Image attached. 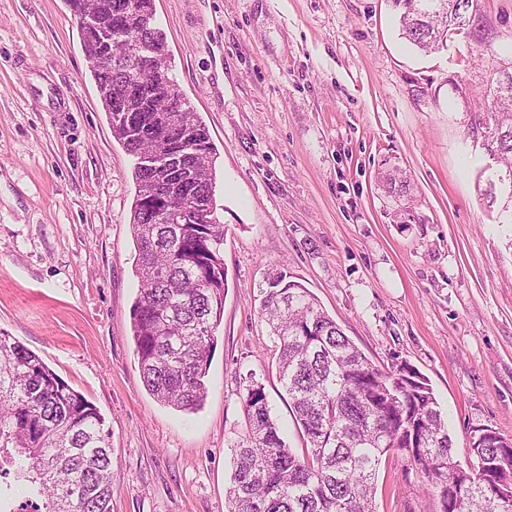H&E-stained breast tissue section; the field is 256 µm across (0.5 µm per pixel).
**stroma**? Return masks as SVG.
I'll return each mask as SVG.
<instances>
[{"label": "stroma", "mask_w": 512, "mask_h": 512, "mask_svg": "<svg viewBox=\"0 0 512 512\" xmlns=\"http://www.w3.org/2000/svg\"><path fill=\"white\" fill-rule=\"evenodd\" d=\"M170 75L216 150L227 286L194 412L144 388L135 157L114 138L66 0H0V330L98 409L112 512H226L250 381L288 447L306 440L260 289L287 267L374 365L429 381L458 459L476 428L512 438V224L489 204L474 132L512 56V0L424 53L391 0H155ZM411 183L393 198L383 171ZM419 470L378 472L376 512H438Z\"/></svg>", "instance_id": "1"}]
</instances>
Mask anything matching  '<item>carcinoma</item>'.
Returning a JSON list of instances; mask_svg holds the SVG:
<instances>
[{"instance_id": "1", "label": "carcinoma", "mask_w": 512, "mask_h": 512, "mask_svg": "<svg viewBox=\"0 0 512 512\" xmlns=\"http://www.w3.org/2000/svg\"><path fill=\"white\" fill-rule=\"evenodd\" d=\"M90 63L123 44L85 27L87 16L108 27L117 18L137 28L153 23L154 0H68ZM403 37L432 53L448 36L472 23L478 0H393ZM165 47L154 30L144 43L141 76ZM114 138L137 156L154 149L153 133L177 126L188 137L162 194H150L154 175L136 166L137 190L130 224L141 287L133 303L132 330L144 387L180 411L197 410L217 343L227 277L224 225L216 220L214 146L197 113L147 112L141 102L113 94L121 67L92 68ZM490 111L475 126L485 129L484 149L502 162L512 181V61L498 69ZM485 196L500 202L512 224V191L499 201L495 183ZM207 204L213 222L184 219L187 208ZM261 317L279 345V380L307 444L298 455L286 445L261 385L244 397L245 431L233 444L225 490L228 512H374L376 475L393 454L414 463L428 491L448 499L452 439L428 380L418 371L373 365L300 282L282 269L261 289ZM503 436L482 446L488 469L512 458L499 449ZM486 469V470H488ZM481 470V473H486ZM25 485L38 498L16 512H112V448L96 407L55 374L39 356L0 332V480ZM452 512H512L488 496L473 477Z\"/></svg>"}]
</instances>
